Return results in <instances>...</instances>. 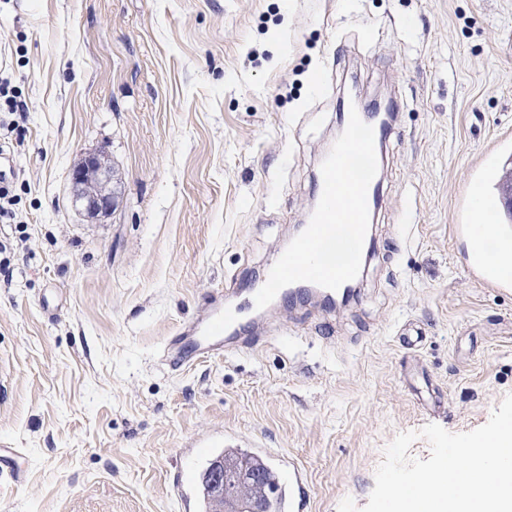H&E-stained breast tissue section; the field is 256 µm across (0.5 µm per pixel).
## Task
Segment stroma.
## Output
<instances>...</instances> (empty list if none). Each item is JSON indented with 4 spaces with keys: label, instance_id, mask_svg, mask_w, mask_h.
Listing matches in <instances>:
<instances>
[{
    "label": "stroma",
    "instance_id": "35a3bbf8",
    "mask_svg": "<svg viewBox=\"0 0 512 512\" xmlns=\"http://www.w3.org/2000/svg\"><path fill=\"white\" fill-rule=\"evenodd\" d=\"M0 72L27 112L0 223V448L25 463L0 512H204L228 432L301 470L310 512L362 507L398 434L512 393V288L454 231L512 156V0H0ZM351 82L397 108L356 300L245 312L267 344L172 370L169 338L309 221ZM98 150L95 222L71 173ZM72 178L79 188L74 194L75 206H80L88 218L107 216L112 210L111 168L96 154H89L75 169ZM17 175L13 172L12 175L6 178L0 174V221L1 223H10L15 219L16 213L14 207L18 203V195L14 193L16 186L15 180Z\"/></svg>",
    "mask_w": 512,
    "mask_h": 512
}]
</instances>
